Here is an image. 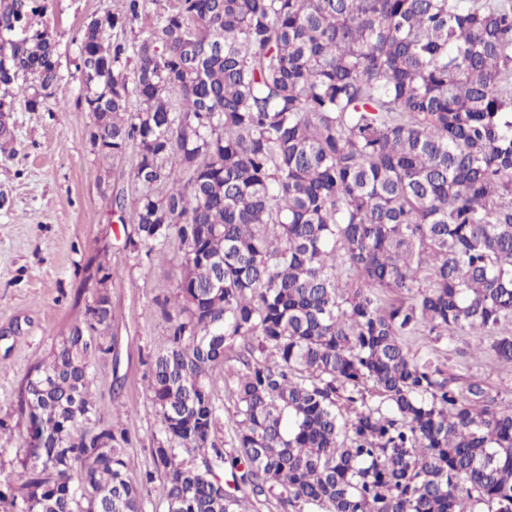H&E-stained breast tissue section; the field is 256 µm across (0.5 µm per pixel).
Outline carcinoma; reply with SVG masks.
Here are the masks:
<instances>
[{
    "label": "carcinoma",
    "instance_id": "obj_1",
    "mask_svg": "<svg viewBox=\"0 0 512 512\" xmlns=\"http://www.w3.org/2000/svg\"><path fill=\"white\" fill-rule=\"evenodd\" d=\"M45 10L0 0L3 143L59 95ZM77 41L128 222L184 262L153 469L91 397L106 296L21 392L16 512H142L157 473L168 512H512V400L407 344L484 338L512 375V0H125ZM239 341L228 451L209 376Z\"/></svg>",
    "mask_w": 512,
    "mask_h": 512
}]
</instances>
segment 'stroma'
<instances>
[{
  "label": "stroma",
  "mask_w": 512,
  "mask_h": 512,
  "mask_svg": "<svg viewBox=\"0 0 512 512\" xmlns=\"http://www.w3.org/2000/svg\"><path fill=\"white\" fill-rule=\"evenodd\" d=\"M122 0H47L43 17L57 43L64 100L43 109L18 107L12 141L0 148V512L28 455V420L18 396L31 368L59 336L81 320L94 283L87 266L107 259L112 321L101 335L110 354L95 365L92 391L105 419L119 418L135 442L128 454L134 472L152 468L153 432L159 416L148 389L145 360L166 345L168 324L160 304L180 277L183 253L170 241L164 259L130 241L132 228L110 206L117 191L134 199L132 159H103L92 148L90 113L78 107V30L89 17L122 8ZM476 340L461 337V366L490 391L512 397V376L487 356L474 355ZM226 359L211 377L218 407L214 440L227 449L236 426Z\"/></svg>",
  "instance_id": "35a3bbf8"
}]
</instances>
